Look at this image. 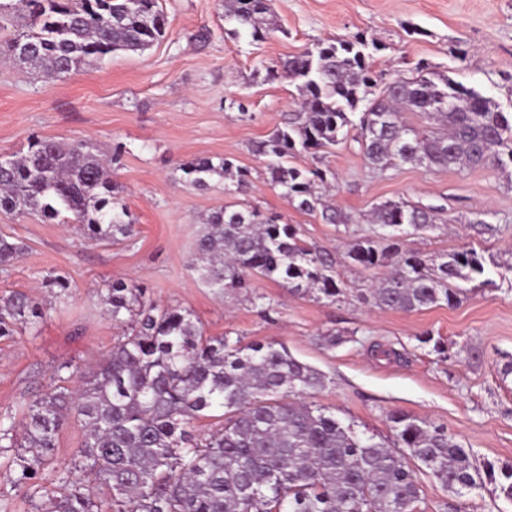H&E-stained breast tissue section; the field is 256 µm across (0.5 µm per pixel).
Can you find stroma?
Instances as JSON below:
<instances>
[{
	"mask_svg": "<svg viewBox=\"0 0 512 512\" xmlns=\"http://www.w3.org/2000/svg\"><path fill=\"white\" fill-rule=\"evenodd\" d=\"M274 26L260 43L236 37L224 20V0H158L165 37L141 53L107 58L52 82L18 64L7 44L21 19L0 20V156L26 152L33 138L86 139L97 153L123 146L112 169L134 224L130 239L90 244L73 225L0 213V234L24 250L0 271V296L40 294L54 305L34 328L0 338V411L20 414L24 401L46 388L63 362L88 367L123 334L101 301L106 282L143 283L161 306L189 310L205 335L242 345L277 343L320 370L326 385L310 400L357 433L391 436L387 415L400 411L444 428L469 448L477 466L512 465V281L499 264L512 262V167L431 171L403 164L377 173L357 143L296 156L299 166L329 167L336 182L331 203L356 216L349 226L293 208L265 174L254 142L297 111L299 96L267 68L317 43L361 37L374 45L378 82L415 74L418 64L444 73L496 101L512 114V0H271ZM226 157L248 169L247 202L297 226L310 245L336 252L343 293L330 303L297 296L256 278L248 291L215 294L190 266L201 233L200 215L229 200L222 179L197 190L184 166ZM441 205L448 221L406 236L407 248L435 256L467 247L487 261L491 286L468 289L459 304L404 312L362 300L384 268L353 269L349 240L372 235L362 214L381 201ZM69 281L56 297L48 281ZM342 331L347 342L322 337ZM442 338L439 354L428 337ZM391 350L374 355V346ZM417 512H512L496 483L464 497L417 472Z\"/></svg>",
	"mask_w": 512,
	"mask_h": 512,
	"instance_id": "obj_1",
	"label": "stroma"
}]
</instances>
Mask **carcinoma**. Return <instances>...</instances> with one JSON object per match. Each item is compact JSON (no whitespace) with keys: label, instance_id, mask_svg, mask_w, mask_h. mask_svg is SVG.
Returning a JSON list of instances; mask_svg holds the SVG:
<instances>
[{"label":"carcinoma","instance_id":"obj_1","mask_svg":"<svg viewBox=\"0 0 512 512\" xmlns=\"http://www.w3.org/2000/svg\"><path fill=\"white\" fill-rule=\"evenodd\" d=\"M26 12L21 62L57 79L92 69L118 52H143L162 38L166 21L157 0H20ZM270 0H224L234 35L266 39ZM359 37L319 43L290 57L282 71L296 85L300 111L253 145L265 158L271 186L296 209L320 212L327 224L354 217L325 204L323 190L336 174L299 167L288 159L342 143L349 132L367 164L383 173L413 163L428 170L512 165V115L492 100L425 66L399 76L372 95V55ZM419 112L444 127L404 123ZM112 156L92 152L84 140L60 144L35 139L20 156L0 158V211L60 220L96 244H116L134 233L122 189L112 180ZM188 183L204 189L212 177L224 192L249 188L245 172L228 158H200L182 168ZM441 206L388 200L374 207L375 237L354 239L348 258L387 273L362 300L381 309L419 311L454 306L459 282L485 275L484 258L463 247L434 257L403 248L400 233L434 230ZM191 267L219 295L251 287L262 277L298 295L329 302L343 294L336 258L299 238L298 228L264 216L246 202L206 215ZM24 246L0 237V268ZM102 301L112 321H131V332L92 371L61 364L43 392L26 403L24 421L0 413V448L12 450L15 486L34 512H101L97 491L112 492L109 512H415L419 500L414 459L450 493L461 496L495 480L480 472L472 452L433 423L393 411V440L359 436L326 410L301 399L325 387L319 370L274 343L240 345L228 336H204L193 314L162 307L141 284H107ZM48 307L37 297L0 298V338L36 325ZM221 409L218 428L200 436L194 423ZM83 421L84 443L71 461H56L59 432L71 417ZM51 482L56 494H44Z\"/></svg>","mask_w":512,"mask_h":512}]
</instances>
